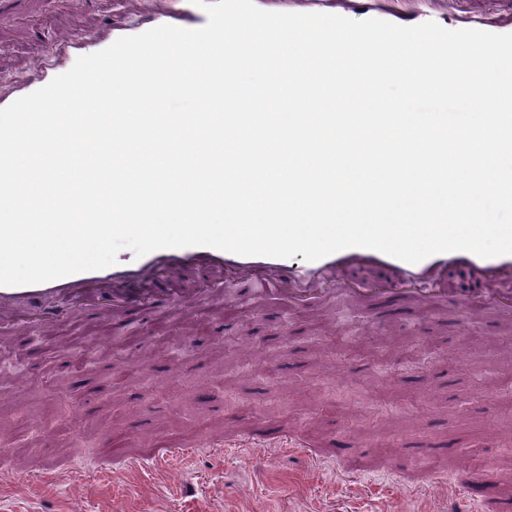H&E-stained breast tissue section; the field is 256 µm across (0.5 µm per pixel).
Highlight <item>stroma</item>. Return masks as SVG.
<instances>
[{
    "instance_id": "35a3bbf8",
    "label": "stroma",
    "mask_w": 512,
    "mask_h": 512,
    "mask_svg": "<svg viewBox=\"0 0 512 512\" xmlns=\"http://www.w3.org/2000/svg\"><path fill=\"white\" fill-rule=\"evenodd\" d=\"M433 11L484 26L512 20V0H374L345 16L392 23ZM206 22L191 0H0V97L34 78L32 53L59 54L58 26L101 41ZM391 281L375 267L342 269L325 279L321 306L239 279L188 309L152 301L118 315L54 298L66 317L53 331L0 330V366L11 368L0 446L13 470L0 512H448L449 490L488 462L512 498V311L479 305L512 293V280L445 271L450 295L477 302L467 315L342 292ZM262 427L283 436L282 449L243 447ZM114 431L128 453L147 436L173 456L156 476L113 475L96 459ZM342 437L355 444L342 461L307 462ZM383 458L407 476L381 471ZM47 462L61 464L64 482H38ZM422 471L454 480L424 484Z\"/></svg>"
}]
</instances>
